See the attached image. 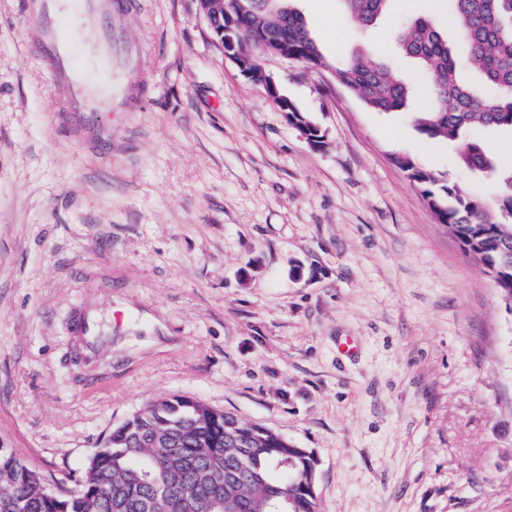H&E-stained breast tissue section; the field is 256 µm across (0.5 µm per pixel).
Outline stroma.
I'll return each mask as SVG.
<instances>
[{
  "label": "stroma",
  "mask_w": 512,
  "mask_h": 512,
  "mask_svg": "<svg viewBox=\"0 0 512 512\" xmlns=\"http://www.w3.org/2000/svg\"><path fill=\"white\" fill-rule=\"evenodd\" d=\"M128 2L132 109L78 133L0 0V448L71 488L113 426L182 395L311 449L319 512H512V311L396 163L491 193L411 119L430 82L393 33L423 16L455 36L447 0H391L368 28L293 0L330 63L413 86L374 112L263 57L318 149L197 0ZM82 320L106 343H77Z\"/></svg>",
  "instance_id": "35a3bbf8"
}]
</instances>
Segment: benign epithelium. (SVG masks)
I'll use <instances>...</instances> for the list:
<instances>
[{
	"instance_id": "benign-epithelium-1",
	"label": "benign epithelium",
	"mask_w": 512,
	"mask_h": 512,
	"mask_svg": "<svg viewBox=\"0 0 512 512\" xmlns=\"http://www.w3.org/2000/svg\"><path fill=\"white\" fill-rule=\"evenodd\" d=\"M199 10L207 21L216 41L224 49L226 56L237 65L245 76L253 82L264 86L268 94L285 112L288 120L297 125L312 146H320L324 142V135L321 129L315 125L310 130L305 125L298 123L292 113L289 112L291 102L279 93L276 80L265 71L260 63V57L263 55H276L286 58L288 54L281 52L275 43L268 38L260 40L257 51L248 55H242L236 51L232 24L224 23V18H230L238 12L247 10V6L242 0H199Z\"/></svg>"
}]
</instances>
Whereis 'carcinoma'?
<instances>
[{
    "label": "carcinoma",
    "instance_id": "carcinoma-1",
    "mask_svg": "<svg viewBox=\"0 0 512 512\" xmlns=\"http://www.w3.org/2000/svg\"><path fill=\"white\" fill-rule=\"evenodd\" d=\"M360 27L373 24L387 0H341ZM285 10L259 8L236 17L234 28L247 44L264 34L310 67L328 68L301 16L284 0ZM466 44L460 59L447 35L418 17L403 26L397 40L428 76L434 106L413 115V125L433 140L461 141L460 165L494 181L488 202L449 179L397 159L421 193L431 199L437 219L448 225L465 253L499 275V297L512 299V266L501 262L504 236L512 234V167L498 166L486 146L466 138L474 127L512 131V0H448ZM478 70L483 87L464 79ZM337 80L375 112L405 108L411 84L394 76L385 63L353 58L335 69ZM186 397L171 395L148 403L113 428L76 485L81 493L59 501L43 496L44 479L13 454L0 451V512H260L270 497L290 498L292 512H317V502L288 483L281 470L288 460L307 470L311 459L276 431L216 409L203 401L185 409ZM164 482L169 494L149 497L146 475ZM221 483H215L216 477Z\"/></svg>",
    "mask_w": 512,
    "mask_h": 512
}]
</instances>
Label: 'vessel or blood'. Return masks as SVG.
Here are the masks:
<instances>
[{
  "mask_svg": "<svg viewBox=\"0 0 512 512\" xmlns=\"http://www.w3.org/2000/svg\"><path fill=\"white\" fill-rule=\"evenodd\" d=\"M126 7L127 0H21V15L31 31L30 46L62 90L65 109L73 117L100 109H129L120 78L130 52L120 49L114 24ZM89 17L98 24V40L77 45L72 29Z\"/></svg>",
  "mask_w": 512,
  "mask_h": 512,
  "instance_id": "vessel-or-blood-1",
  "label": "vessel or blood"
}]
</instances>
